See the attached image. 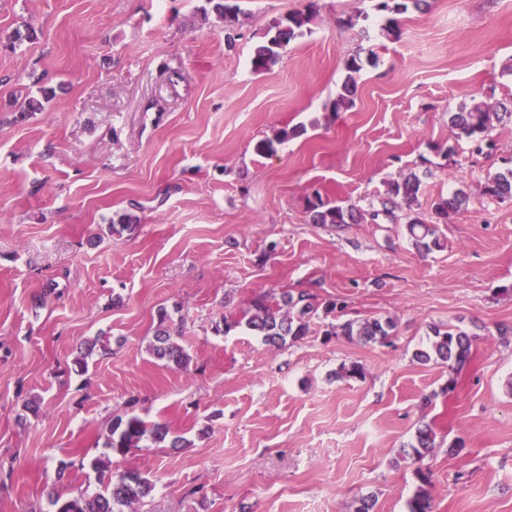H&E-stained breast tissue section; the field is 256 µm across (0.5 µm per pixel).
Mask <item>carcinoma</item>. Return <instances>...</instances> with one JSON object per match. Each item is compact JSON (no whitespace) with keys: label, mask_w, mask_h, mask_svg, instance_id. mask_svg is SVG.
<instances>
[{"label":"carcinoma","mask_w":512,"mask_h":512,"mask_svg":"<svg viewBox=\"0 0 512 512\" xmlns=\"http://www.w3.org/2000/svg\"><path fill=\"white\" fill-rule=\"evenodd\" d=\"M212 11L224 21L228 27L239 22L242 10L239 5L228 0H209ZM426 0H381L379 9L394 14H401L408 10V4L421 8ZM315 19V11L290 12L285 16L273 20L262 40L254 48L251 58L252 69L262 72L269 69L280 57L281 52L288 45L302 37L308 26ZM363 68L360 53L351 55L344 65L346 72L340 91L332 102L335 112H345L354 106V95L357 88V79ZM501 119L497 112L489 110V105L481 100H472V103L449 116L451 128L456 131L459 138L477 139L485 135L491 128L493 120ZM420 178L410 174L401 180L389 184L387 198L382 201L383 211L374 210L372 219H377L380 213H390L388 205L401 200L408 208H413L418 201L420 191ZM484 193L500 200L512 197V169L506 173H496L487 179ZM467 199L463 190H457L446 198H440L433 205L436 215L448 218L461 209ZM311 219L316 224H349L360 218L362 213L353 207H344L334 201L325 200L318 196L310 203ZM408 232L413 239L415 247L421 251L429 252L441 247L439 238L435 237V230L421 217L415 215L407 224ZM314 311L309 302V296L300 294L293 297L286 293L280 297V302L272 303L267 299H257L252 303L245 321L224 320V331L233 327L245 325L246 329L262 337L263 341L274 347L281 346L287 340L297 341L308 333L306 317ZM394 324L391 320L379 318H366L363 320H348L336 325L333 331L335 336H343L348 340H357L363 343L387 342L391 336ZM472 347L470 335L458 328L450 326L446 329L433 330V339L425 350L415 353L420 362L431 360L440 361L452 370H457L469 360ZM152 352L156 359L167 364H174L185 368L190 362V356L179 343V337L171 334L168 329H160L154 337ZM170 441V447L183 446V439L179 436L169 437V428L163 422L149 423L135 413L120 417L112 423L110 435L105 442L109 456L98 458L91 462V468L97 474L99 488L90 492L78 490L65 496L61 493L49 492L50 505L53 512H128V509L151 495L154 490L153 482L136 470L114 471L111 468L110 456L124 455L133 448H145L147 443L154 444ZM435 447V433L429 426L418 429L416 443L411 450H402V454L415 460H422L427 453ZM417 477L420 485L408 500V512H432V496L429 491L431 483L429 473L418 470Z\"/></svg>","instance_id":"cac0c4a2"}]
</instances>
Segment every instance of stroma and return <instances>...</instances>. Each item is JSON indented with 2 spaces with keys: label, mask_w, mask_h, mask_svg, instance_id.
Instances as JSON below:
<instances>
[{
  "label": "stroma",
  "mask_w": 512,
  "mask_h": 512,
  "mask_svg": "<svg viewBox=\"0 0 512 512\" xmlns=\"http://www.w3.org/2000/svg\"><path fill=\"white\" fill-rule=\"evenodd\" d=\"M312 4L309 32L254 72L269 23ZM378 4L239 0L230 36L206 0H0V512L94 484L130 412L186 442L113 456L155 485L138 512H355L365 496L407 512L420 469L433 512H512V200L482 193L512 168V121L478 148L449 124L474 98L512 110V0H429L395 40ZM360 49L355 104L333 112ZM43 89L44 111L19 118ZM263 139L273 153L256 154ZM411 173L442 243L425 254L406 208L370 217ZM458 189L465 207L436 217ZM317 194L364 220L312 223ZM302 292L299 341L224 328ZM370 317L395 322L390 343L330 333ZM163 324L188 369L150 354ZM448 325L473 335L470 361H416ZM351 363L362 378H337ZM426 424L433 451L401 459Z\"/></svg>",
  "instance_id": "stroma-1"
}]
</instances>
